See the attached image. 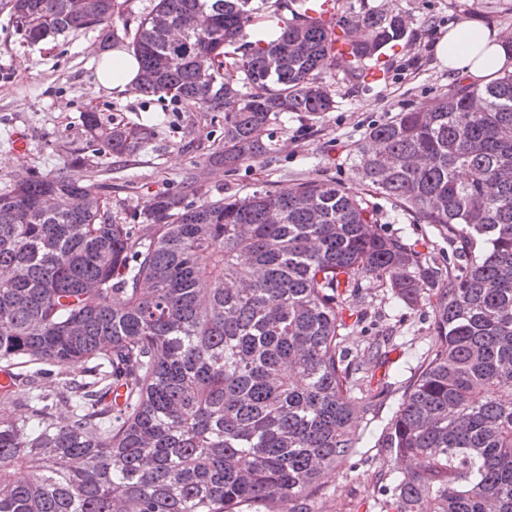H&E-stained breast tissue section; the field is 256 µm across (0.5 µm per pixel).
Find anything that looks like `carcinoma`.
Instances as JSON below:
<instances>
[{
  "label": "carcinoma",
  "mask_w": 512,
  "mask_h": 512,
  "mask_svg": "<svg viewBox=\"0 0 512 512\" xmlns=\"http://www.w3.org/2000/svg\"><path fill=\"white\" fill-rule=\"evenodd\" d=\"M73 2L9 5L26 38L93 27L115 41L120 0ZM159 15L200 23L175 42ZM335 25L301 0H156L131 32L153 75L136 91L224 113L206 162L234 172L275 149L280 115L336 108L328 72L363 85L373 65L386 81L405 21ZM84 122L115 156L153 137ZM368 139L351 165L366 194L469 256L435 293L424 362L380 441L400 466L385 512H512V73L455 83ZM73 168L0 192V398L24 409L0 417V512H317L383 394L342 333L350 297L372 279L415 305L434 271L336 181L183 207L158 195L118 222L85 178L94 161Z\"/></svg>",
  "instance_id": "carcinoma-1"
}]
</instances>
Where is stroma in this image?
<instances>
[{
  "instance_id": "stroma-1",
  "label": "stroma",
  "mask_w": 512,
  "mask_h": 512,
  "mask_svg": "<svg viewBox=\"0 0 512 512\" xmlns=\"http://www.w3.org/2000/svg\"><path fill=\"white\" fill-rule=\"evenodd\" d=\"M360 12L370 8L401 15L413 36L390 58L387 82L362 89L332 79L334 111L313 117H280L276 150L227 173L207 166L204 158L224 138V115L190 107L173 95L144 96L136 91L95 90L98 57L103 53L93 29L66 33L55 41L28 45L17 32L7 0H0V189L16 175L73 174L71 160L90 156L98 163L94 181L113 214L144 205L158 194L196 202L187 176L202 183L209 197L245 195L256 189L281 190L308 177L361 185L351 178V162L368 132L397 113L433 106L456 76L437 55V45L451 27L480 21L500 34H512V0H340ZM96 111L114 123H141L154 132L141 151L122 158L96 152L84 129V115ZM24 134L25 152H15V134ZM371 204L386 234L413 244L432 267L463 270L457 244L434 225L416 224L392 199L376 195ZM408 306L393 299L389 288L366 280L350 305L345 333L354 353H365L379 341L389 361L377 369L390 389L371 416L356 422L361 443L339 471L318 491L320 512H378L381 498L398 471L378 445L386 423L398 409L408 384L422 364L431 336L430 298Z\"/></svg>"
}]
</instances>
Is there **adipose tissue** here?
<instances>
[{
  "label": "adipose tissue",
  "mask_w": 512,
  "mask_h": 512,
  "mask_svg": "<svg viewBox=\"0 0 512 512\" xmlns=\"http://www.w3.org/2000/svg\"><path fill=\"white\" fill-rule=\"evenodd\" d=\"M437 54L449 71L481 81L494 76L512 57L497 31L487 29L479 22L450 29L447 42L438 48ZM139 73L136 57L130 52L116 50L98 59L96 85L123 93L135 86Z\"/></svg>",
  "instance_id": "adipose-tissue-1"
}]
</instances>
